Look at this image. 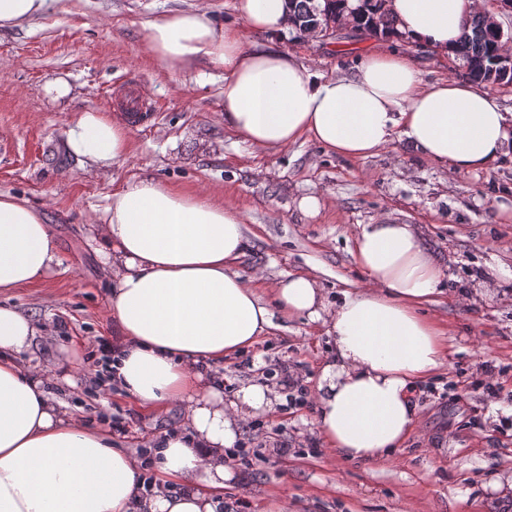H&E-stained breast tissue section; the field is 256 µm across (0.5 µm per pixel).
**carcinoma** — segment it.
Masks as SVG:
<instances>
[{
  "label": "carcinoma",
  "mask_w": 512,
  "mask_h": 512,
  "mask_svg": "<svg viewBox=\"0 0 512 512\" xmlns=\"http://www.w3.org/2000/svg\"><path fill=\"white\" fill-rule=\"evenodd\" d=\"M289 14L295 20L294 38L313 26H327L341 12L355 16L357 30L368 36L385 39L398 37L394 19L386 8V0H288ZM512 50V31L494 30L483 14L465 24L459 38L448 50L455 63V73L480 84L512 85V70L503 72L496 61L501 53Z\"/></svg>",
  "instance_id": "carcinoma-1"
}]
</instances>
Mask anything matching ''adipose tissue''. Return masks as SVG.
Wrapping results in <instances>:
<instances>
[{
	"mask_svg": "<svg viewBox=\"0 0 512 512\" xmlns=\"http://www.w3.org/2000/svg\"><path fill=\"white\" fill-rule=\"evenodd\" d=\"M390 7L407 42L444 54L485 3L391 0ZM234 9L243 27L186 10L148 23L146 42L166 67L223 69L224 124L245 142L276 150L309 138L363 159L403 139L452 171L498 168L512 118L489 91L445 78L423 84L417 60L387 48L368 51L356 73L316 74L290 52L245 40L248 31L287 30L286 0H235ZM67 144L108 165L126 157L129 130L84 112ZM99 234L117 278L109 304L120 336L113 379L150 411L188 401V427L156 442L160 486L139 498V458L63 411L47 370L18 362L36 328L0 305V512H221L233 477L226 450L248 419L272 411L277 395L245 382L225 400L203 389L198 367L252 348L278 316L329 325L336 356L323 368L315 414L329 448L348 461H382L414 432L413 394L444 356L441 333L420 308L438 294L444 271L412 225L362 227L355 258L370 285L344 293L332 310L311 274L257 288L235 269L247 248L238 211L150 177L112 194ZM59 264L41 214L0 193V288L40 282Z\"/></svg>",
	"mask_w": 512,
	"mask_h": 512,
	"instance_id": "adipose-tissue-1",
	"label": "adipose tissue"
}]
</instances>
